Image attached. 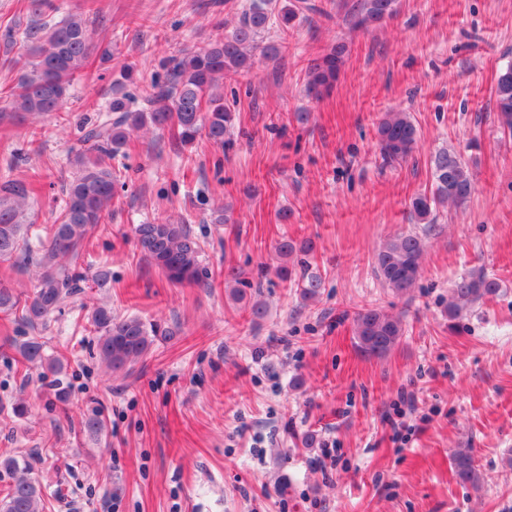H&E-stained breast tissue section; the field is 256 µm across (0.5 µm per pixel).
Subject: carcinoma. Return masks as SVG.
I'll list each match as a JSON object with an SVG mask.
<instances>
[{"instance_id": "1", "label": "carcinoma", "mask_w": 512, "mask_h": 512, "mask_svg": "<svg viewBox=\"0 0 512 512\" xmlns=\"http://www.w3.org/2000/svg\"><path fill=\"white\" fill-rule=\"evenodd\" d=\"M399 0H344L342 7L353 29H369L392 18ZM60 11L48 0H28L26 23H18L0 35V60L15 73L9 96L11 107L0 111V122L35 118H53L59 126L71 124L63 112L69 92L77 76L92 62L97 46L93 0L85 7L68 9L62 18L46 15ZM311 14L324 10L295 0H244L241 16L224 38L208 47L181 51L179 56L163 60L161 71L146 81L134 83L130 68L123 69L121 79L112 82L111 99L99 113L76 125L79 140L87 146L76 150L70 159L74 169L66 182V199L55 223L44 228L46 241L38 249L31 248L27 221L30 196L23 182L4 177L0 182V263L25 270L31 265L39 269L37 284L31 296L23 299L7 280L0 281V313L14 316L21 327L45 330L51 315L64 298L80 288L85 280L77 268L86 243L94 236L104 218L112 213V199L120 175L105 159L123 152L129 138L148 128L164 129L174 125L176 140L183 146L205 139L224 149L232 145L230 131L235 115L224 106V77L250 70L256 54L275 58L283 43L267 40L275 29L284 35ZM345 43L334 44L328 52L314 59L308 67L305 91L319 100L331 93L345 65ZM493 110L503 130L512 135V62L497 78L493 94ZM380 152L389 162L405 161L413 153L418 128L410 113L391 110L382 114L375 126ZM432 189L414 197L409 206L415 224H434L439 208L462 204L474 190V176L462 157L441 150L430 158ZM137 245L144 257L177 285H201L205 273L200 265V244L187 224L168 219L138 224L134 228ZM425 243L416 232L396 234L388 238L375 255V273L381 283L396 294L413 288L420 276ZM314 249L310 240L296 244L286 238L276 246L283 261L295 254L308 255ZM280 278L297 288L305 301L317 299L323 288L322 278L309 270L306 262L299 271L283 265ZM225 287L236 302L246 299L250 282L235 270L224 279ZM500 291L497 279L474 271L453 282L448 289L446 312L456 320L474 305ZM355 336L361 353L382 357L392 351L403 336L402 320L377 308L363 309L355 315ZM86 325L97 334L96 356L106 368L129 371L147 355L159 337L174 335L169 327L147 324L138 317H119L105 307H96L86 317ZM43 342L31 336L19 346L24 365L43 362ZM64 362L56 358L49 371L56 376L51 384L54 401L62 411L70 408L69 384L61 378ZM452 462L458 482L474 489L480 487L479 465L470 448L455 450ZM31 462L22 456H0V481L8 480L0 498V512H45L43 489L31 476Z\"/></svg>"}]
</instances>
